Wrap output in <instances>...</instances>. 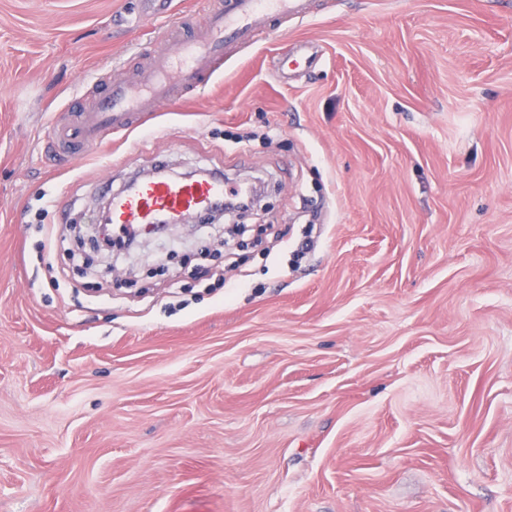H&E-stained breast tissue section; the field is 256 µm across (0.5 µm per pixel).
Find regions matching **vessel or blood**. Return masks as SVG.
Instances as JSON below:
<instances>
[{
  "mask_svg": "<svg viewBox=\"0 0 512 512\" xmlns=\"http://www.w3.org/2000/svg\"><path fill=\"white\" fill-rule=\"evenodd\" d=\"M308 15L306 0H224L208 11L197 35L178 37L163 30V47L153 67L113 82L79 121L55 128L54 137L60 142L108 143L110 134L137 125L143 113L174 104V87H207L219 72L225 45L252 41L271 18ZM225 195L224 180L216 176L147 180L113 196L111 222L143 229L163 217L222 205Z\"/></svg>",
  "mask_w": 512,
  "mask_h": 512,
  "instance_id": "b4317fda",
  "label": "vessel or blood"
}]
</instances>
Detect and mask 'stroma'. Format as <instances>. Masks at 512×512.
<instances>
[{"instance_id": "obj_1", "label": "stroma", "mask_w": 512, "mask_h": 512, "mask_svg": "<svg viewBox=\"0 0 512 512\" xmlns=\"http://www.w3.org/2000/svg\"><path fill=\"white\" fill-rule=\"evenodd\" d=\"M311 7L100 149L159 23L0 0V512H512V0ZM159 167L263 200L80 270Z\"/></svg>"}]
</instances>
